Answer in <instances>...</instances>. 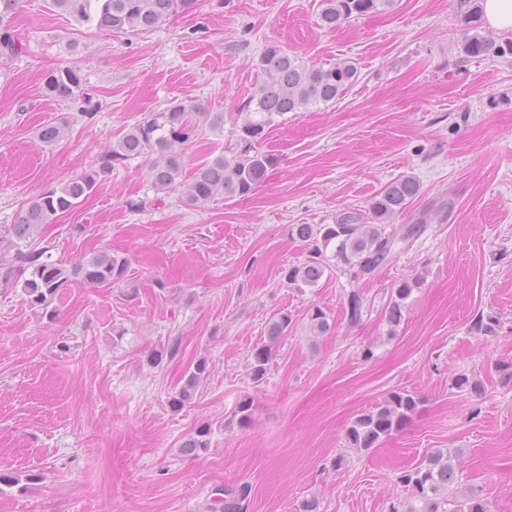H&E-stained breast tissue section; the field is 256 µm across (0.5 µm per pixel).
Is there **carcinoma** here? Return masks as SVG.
<instances>
[{
	"label": "carcinoma",
	"mask_w": 512,
	"mask_h": 512,
	"mask_svg": "<svg viewBox=\"0 0 512 512\" xmlns=\"http://www.w3.org/2000/svg\"><path fill=\"white\" fill-rule=\"evenodd\" d=\"M55 8L69 14L75 21L94 24L99 29L117 32L150 31L176 13L194 10L196 0H52ZM321 23L335 28L355 18L373 16L393 6L394 0H323ZM19 0H0V57L19 53L13 19ZM460 52L466 58L505 57L512 55V41L500 43L479 32L481 7L477 0H468L462 12ZM258 68L265 75L253 89L238 115L242 121L234 124L230 142L213 159L200 164L190 181L181 180L180 146L191 137L194 118L210 121L213 129H224V113L206 112L191 102H172L168 107L151 112L147 118L126 131L105 158L101 172L112 171L127 160L150 152L158 155L150 169L153 188L167 193L184 189L187 205L204 208L218 196L244 197L265 181L276 158L261 151V145L276 118L289 112H302L314 106L326 105L356 83L359 77L356 60L344 58L328 67L315 66L284 47L271 44L259 58ZM83 78L75 66L57 67L45 73L46 93L59 100L76 96L82 89ZM64 126L48 123L39 131L46 144L58 141ZM96 184L91 176H79L67 184L52 188L31 200L22 209L16 222L5 233L10 242H28L44 224L76 206L89 195ZM421 185L412 176L401 177L386 185L370 202L368 211L341 213L333 224H292L288 234L311 245L309 259L281 269L288 287L302 291L318 285L328 268L324 249L334 246V257L355 275H370L390 260L396 232H386L383 222L399 215L419 197ZM374 223H369V220ZM46 248L18 251L16 262L29 271L22 285L26 303L34 313L52 317L51 309L58 292L74 280L92 288H110L125 279L128 261L103 251L81 258L71 265L49 260ZM419 285V280H403L393 289L386 319L390 327L401 322L403 302ZM310 324L321 333L331 330L329 316L319 308L312 309ZM292 318L280 314L269 326V341L288 333ZM179 342L156 349L147 357L153 366L177 354ZM271 358L268 344L256 345L250 353V374L260 382L267 373ZM209 376L207 360L201 358L187 366L169 403L180 409L197 396ZM420 398L408 391H394L383 403L358 417L348 428L349 447L368 450L378 447L384 439L402 431L418 412ZM210 425L199 426L181 444V452L198 456L210 447ZM400 481L410 491V502L404 512H488L487 503L475 492L461 496L448 495V488L458 481L449 451L430 452L416 466L405 470ZM251 487L244 484L224 490L217 500L219 512H246L245 502Z\"/></svg>",
	"instance_id": "carcinoma-1"
}]
</instances>
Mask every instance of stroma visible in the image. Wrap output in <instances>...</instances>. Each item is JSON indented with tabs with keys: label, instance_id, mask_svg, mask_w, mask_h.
Instances as JSON below:
<instances>
[{
	"label": "stroma",
	"instance_id": "35a3bbf8",
	"mask_svg": "<svg viewBox=\"0 0 512 512\" xmlns=\"http://www.w3.org/2000/svg\"><path fill=\"white\" fill-rule=\"evenodd\" d=\"M459 3L395 0L329 30L322 0H197L136 34L21 0V51L0 58V230L47 189L93 174L94 191L34 245L65 264L106 250L128 269L109 289L71 282L52 320L25 303L21 273L0 281V473L34 477L0 494V512H213L221 489L244 483L247 512H299L310 498L319 512H390L409 500L402 471L438 448L456 452L460 488L512 512V381L500 371L512 364V55H461ZM273 42L317 66L355 59L360 75L335 102L278 118L263 144L277 163L253 193L188 206L155 191L150 154L101 173L128 127L174 101L226 116L220 132L200 122L184 172L221 153ZM66 65L80 68L83 97L46 96L44 73ZM62 120L64 137L41 143L40 127ZM402 176L421 194L389 227L423 230L387 265L357 277L331 257L317 286L284 283L281 267L308 257L289 225L367 210ZM416 277L389 326L392 289ZM354 291L364 305L353 324ZM315 306L331 333L312 331ZM283 312L293 322L253 382L250 352ZM482 314L496 317L493 333L473 331ZM174 340L177 356L147 363ZM201 358L206 383L173 409ZM460 376L481 393L456 388ZM395 390L421 399L410 425L349 448L352 422ZM246 399L242 429L232 418ZM203 424L208 451L183 455ZM209 367L206 359H199L195 363L187 366L179 383L171 395L169 403L173 409H180L186 404H190L197 396L199 388L209 376Z\"/></svg>",
	"mask_w": 512,
	"mask_h": 512
}]
</instances>
